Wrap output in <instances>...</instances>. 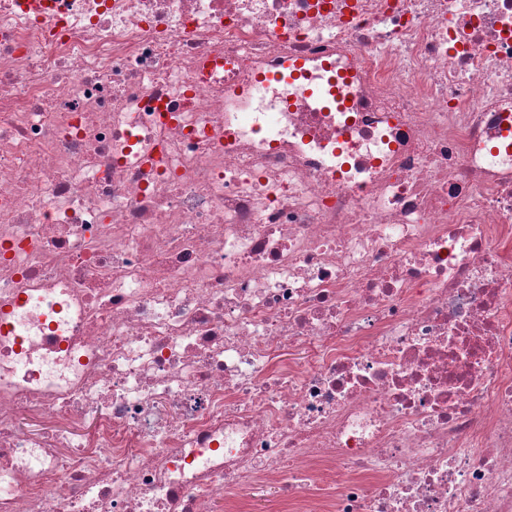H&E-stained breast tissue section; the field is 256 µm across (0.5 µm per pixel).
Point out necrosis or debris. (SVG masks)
<instances>
[{"instance_id":"obj_1","label":"necrosis or debris","mask_w":512,"mask_h":512,"mask_svg":"<svg viewBox=\"0 0 512 512\" xmlns=\"http://www.w3.org/2000/svg\"><path fill=\"white\" fill-rule=\"evenodd\" d=\"M508 121L512 0H0V512H512ZM304 65H305V63L300 60L286 62L281 67L268 70L264 74V79L267 82H270V81L294 82L303 74ZM306 95L314 104L326 109H334L336 112H351L350 103L342 98L338 90L335 91V83L332 81L330 88L310 87L306 90ZM278 508V499L267 497L260 500L253 491L246 490L238 512H281Z\"/></svg>"}]
</instances>
